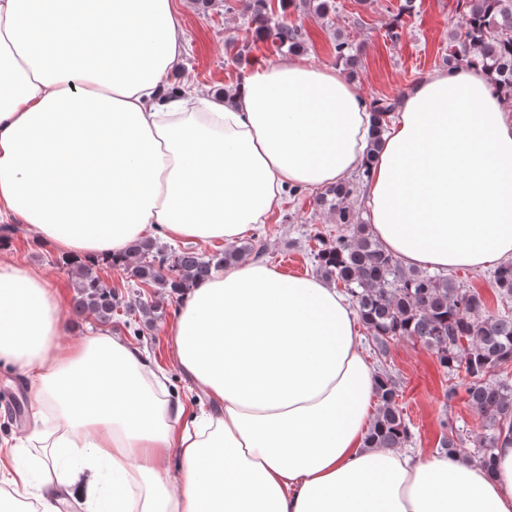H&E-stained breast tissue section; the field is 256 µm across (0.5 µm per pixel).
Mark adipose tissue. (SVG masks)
I'll list each match as a JSON object with an SVG mask.
<instances>
[{
  "mask_svg": "<svg viewBox=\"0 0 512 512\" xmlns=\"http://www.w3.org/2000/svg\"><path fill=\"white\" fill-rule=\"evenodd\" d=\"M174 0H0V223L79 257L123 255L164 227L234 242L293 186L365 159L370 112L339 69L288 55L230 97L171 92L184 51ZM371 230L407 267L512 259V107L477 66L404 99L366 184ZM60 297L0 262V360L52 417L32 438L85 512H512V434L493 468L369 448L376 401L354 311L336 289L245 260L186 296L178 367L221 416L171 399L142 353L61 334ZM182 468L171 476V449ZM0 512H60L0 445Z\"/></svg>",
  "mask_w": 512,
  "mask_h": 512,
  "instance_id": "ef3b65f1",
  "label": "adipose tissue"
}]
</instances>
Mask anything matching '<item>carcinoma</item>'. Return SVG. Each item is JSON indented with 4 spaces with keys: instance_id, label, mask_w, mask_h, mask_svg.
I'll list each match as a JSON object with an SVG mask.
<instances>
[{
    "instance_id": "cac0c4a2",
    "label": "carcinoma",
    "mask_w": 512,
    "mask_h": 512,
    "mask_svg": "<svg viewBox=\"0 0 512 512\" xmlns=\"http://www.w3.org/2000/svg\"><path fill=\"white\" fill-rule=\"evenodd\" d=\"M303 8L326 17L336 11V0H299ZM241 13L256 25L264 40L280 49L296 52L304 45L301 28L274 15L271 0H242ZM462 23L444 63L455 69L478 62L493 83L512 99V0H460ZM336 57L348 65L358 58L359 46L336 40ZM399 106L397 99L370 101L369 154L362 166L369 175L373 159L389 132V122ZM354 184L338 182L316 195L314 204L334 214L336 223L350 233L329 239L315 236L312 258L321 276L348 294L361 325L381 352L399 339H415L432 350L448 379L459 372L465 379L448 384V398L464 393L468 405L484 422L485 434L474 441L478 457L492 464L503 428L512 431V309L492 312L480 294L438 271L406 270L397 257L384 250L374 238L361 212L347 203ZM265 254L262 237L209 256L191 247L166 251L146 238L130 246L112 262L133 284L168 288L182 296L208 279L218 268L233 265L247 256ZM75 264L77 298L74 312L93 315L107 325L122 307L118 293L101 284L96 264ZM496 294L512 298V262L493 271ZM379 408L366 437L374 448H402L412 438L410 423L399 408L400 385L385 370L376 375ZM440 448L447 456L459 453L463 431L442 423Z\"/></svg>"
}]
</instances>
